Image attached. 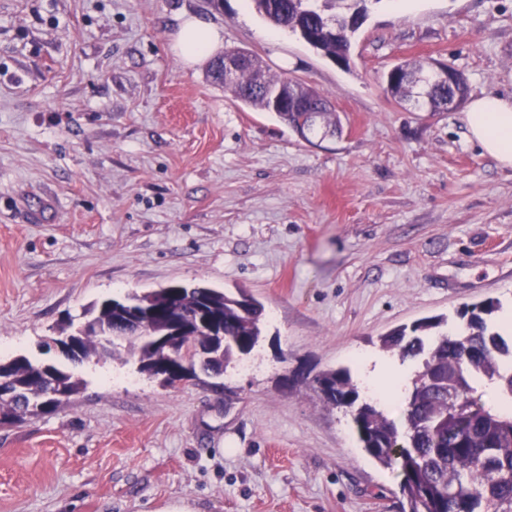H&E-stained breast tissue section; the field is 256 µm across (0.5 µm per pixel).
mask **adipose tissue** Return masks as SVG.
Returning a JSON list of instances; mask_svg holds the SVG:
<instances>
[{"mask_svg": "<svg viewBox=\"0 0 512 512\" xmlns=\"http://www.w3.org/2000/svg\"><path fill=\"white\" fill-rule=\"evenodd\" d=\"M173 47L187 65L195 66L214 57L224 47L220 32L193 14H183ZM469 139L500 167L512 168V98L484 95L472 99L463 113ZM367 390L382 400L398 397L408 380L407 371L386 358L361 363Z\"/></svg>", "mask_w": 512, "mask_h": 512, "instance_id": "obj_1", "label": "adipose tissue"}]
</instances>
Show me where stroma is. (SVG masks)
Segmentation results:
<instances>
[{"label":"stroma","instance_id":"1","mask_svg":"<svg viewBox=\"0 0 512 512\" xmlns=\"http://www.w3.org/2000/svg\"><path fill=\"white\" fill-rule=\"evenodd\" d=\"M184 12L326 96L341 134L305 142L186 65ZM271 29L246 0H0V359L65 364L43 341L135 291L265 307L220 376L75 365L78 395L0 426V512H400V472L312 380L357 371L395 327L512 307V169L460 108L385 91L394 65L442 62L469 97H511L512 0H372L345 67Z\"/></svg>","mask_w":512,"mask_h":512}]
</instances>
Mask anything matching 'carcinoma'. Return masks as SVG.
Masks as SVG:
<instances>
[{"label": "carcinoma", "mask_w": 512, "mask_h": 512, "mask_svg": "<svg viewBox=\"0 0 512 512\" xmlns=\"http://www.w3.org/2000/svg\"><path fill=\"white\" fill-rule=\"evenodd\" d=\"M248 2L271 25L302 35L310 47L336 59L350 53L355 35L344 16L352 10L367 12L368 0H286L285 11L276 7L277 0ZM427 71L421 63L396 65L388 75L386 92L400 102L420 97L413 78ZM284 83L299 90L306 110L275 112L283 123L306 141L319 130L324 137L342 132L330 102L302 82L266 71L263 83L257 85L245 68L230 91L249 106L270 112V93ZM464 94L459 87L430 85L425 111L445 112L448 100L462 99ZM201 304L229 337L210 367L220 375L230 362L250 355L261 337L264 306L242 290L177 285L132 293L122 300L106 299L93 309L87 334L77 337L82 359L97 355L105 341L114 354L118 342L125 341L127 358L146 372L156 363L158 349L135 337L133 320L148 313L160 331L179 317V308L193 310ZM500 309L499 301L489 300L464 310L463 322L455 325L452 335L447 320L425 318L379 337L383 349L403 361H417L399 398L396 418L361 394L348 368L326 370L314 379L326 404L346 409L364 452L380 465L400 470L402 512H512V343L496 327L494 316ZM44 375L67 398L83 386L74 372L56 364L26 356L0 361V389L6 391L0 395L4 420L17 414L40 417L57 409L59 399L39 402L38 379ZM480 381L495 385L499 408H487L473 396ZM450 390L457 398L452 405Z\"/></svg>", "instance_id": "carcinoma-1"}]
</instances>
